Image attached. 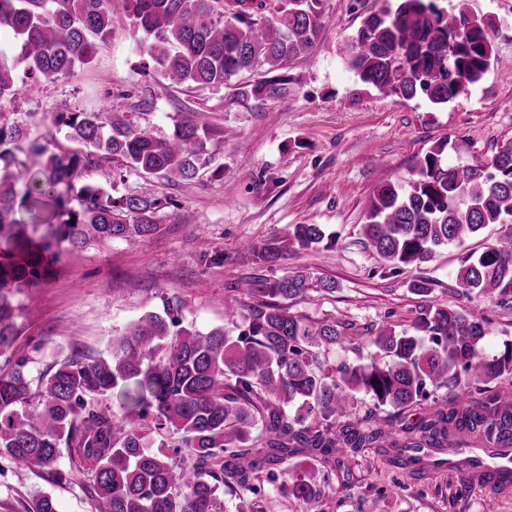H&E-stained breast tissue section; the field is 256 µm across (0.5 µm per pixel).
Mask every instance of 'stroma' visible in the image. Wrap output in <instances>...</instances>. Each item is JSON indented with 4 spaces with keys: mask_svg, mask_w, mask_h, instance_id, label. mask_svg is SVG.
I'll return each mask as SVG.
<instances>
[{
    "mask_svg": "<svg viewBox=\"0 0 512 512\" xmlns=\"http://www.w3.org/2000/svg\"><path fill=\"white\" fill-rule=\"evenodd\" d=\"M391 0H323L320 36L307 55L283 68L243 72L224 88L173 86L145 72L143 34L112 0V37L93 62L69 76L26 86L13 103L17 112H38L32 134L63 153L73 144L56 132L59 112H105L119 101L122 112L166 136L187 119L224 129L207 146L211 161L198 178L147 179L118 163L89 168L85 182L114 185L136 196L155 193L173 200L160 231L146 242H92L62 257L48 278L13 300L16 346L32 373L50 369L59 355L105 353L113 335L166 299L183 303V323L206 332L227 319L224 296L259 278L299 273L335 281L334 292L316 289L293 300L294 312L351 324L359 336L386 325L408 327L422 299L409 291L413 279L430 281L433 299L467 306L454 274L463 258L483 251L501 225L492 224L464 245L394 275L359 244L369 198L380 182L409 178L418 157L446 137H462L470 153L449 155L452 165L489 162L512 140V79L489 71L468 95L442 106L427 100L380 95L345 64V48L369 13ZM471 14L497 24L495 52L512 59V0H467ZM272 84L277 92L241 98V87ZM294 224H322L338 236L319 251L287 253L279 266L255 262L253 248L284 240ZM58 481L41 468L12 461L0 466V512H23L41 492L58 512H92L90 471L62 451ZM280 481H256L264 512H512V495L475 490L455 498L444 472L424 480L392 467L376 449L339 457L319 503L305 508L280 491Z\"/></svg>",
    "mask_w": 512,
    "mask_h": 512,
    "instance_id": "obj_1",
    "label": "stroma"
}]
</instances>
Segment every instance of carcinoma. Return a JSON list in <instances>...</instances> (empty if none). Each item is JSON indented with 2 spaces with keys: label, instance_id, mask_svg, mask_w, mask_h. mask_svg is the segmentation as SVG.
Returning <instances> with one entry per match:
<instances>
[{
  "label": "carcinoma",
  "instance_id": "carcinoma-1",
  "mask_svg": "<svg viewBox=\"0 0 512 512\" xmlns=\"http://www.w3.org/2000/svg\"><path fill=\"white\" fill-rule=\"evenodd\" d=\"M323 0H274L268 14L237 0L224 15L223 0H125L127 17L146 35L142 51L170 84L221 88L237 74L263 65L285 66L313 47L322 27ZM20 47L18 63L30 79L71 73L93 61L112 38L109 0H0V29ZM495 26L438 0H395L364 17L347 45L348 68L386 97H425L434 106L466 95L494 66ZM14 70L0 65V351L14 348L10 297L46 278L66 242L76 253L92 240L141 243L161 229L166 197L113 194L114 188L78 184L83 170L120 160L146 178L191 180L209 161L207 143L220 134L192 120L158 137L148 125L110 112L59 113L55 127L77 147L50 153L29 138L28 123L10 110L19 93ZM471 143L443 139L418 158L409 179L384 181L373 190L360 225V243L395 271L461 246L490 224L508 230L479 254H470L455 280L464 296L503 307L512 303V141L490 162L450 165L448 152ZM46 157L43 180L16 152ZM30 222L15 218L16 202ZM288 240L302 250L328 249L334 233L321 224H294ZM285 248L269 243L255 261L274 265ZM310 286L302 274L246 283L255 300L235 336L214 328L180 326L181 303L166 302L112 337L107 352L78 351L56 359L37 376L25 355L12 353L0 370V459L55 471L60 448H69L94 474V512H222L220 486L253 491L258 475L287 457L304 459L285 470V492L317 503L329 484L334 455L374 445L395 466L416 476L413 448L454 453L465 436L492 448L512 447V396L492 392L512 377V340L485 347L490 321L482 306L450 307L430 298V282L409 291L425 299L411 325L380 329L365 363L329 361L336 349L357 350L347 324L290 312L288 302ZM453 395L448 406L411 427H399L382 410L419 406L434 391ZM118 391L120 418L99 399ZM492 393V407L461 403V396ZM373 406L350 417L357 395ZM262 426L254 435L252 429ZM178 436L189 461L164 452ZM512 491L506 478L477 467L456 490ZM26 512H58L48 493Z\"/></svg>",
  "mask_w": 512,
  "mask_h": 512
}]
</instances>
